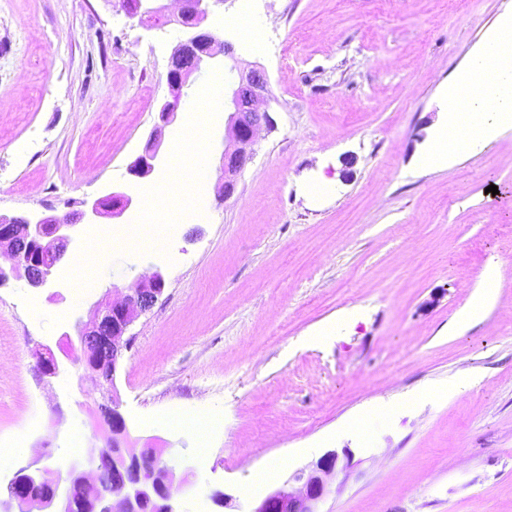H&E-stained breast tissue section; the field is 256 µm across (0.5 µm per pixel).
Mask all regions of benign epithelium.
I'll use <instances>...</instances> for the list:
<instances>
[{"instance_id":"7a95c632","label":"benign epithelium","mask_w":512,"mask_h":512,"mask_svg":"<svg viewBox=\"0 0 512 512\" xmlns=\"http://www.w3.org/2000/svg\"><path fill=\"white\" fill-rule=\"evenodd\" d=\"M223 0H182L178 13L189 37L174 48L166 81L170 100L159 112V122L147 140L142 153L129 165V174L146 179L155 170L164 143L166 128L180 112L184 88L190 78L223 56L231 61L230 70L237 73L228 99V145L222 157L224 183L218 197L224 201L236 192L237 175L252 153V146L262 125L269 124L263 106L272 98L267 71L259 65L241 66L232 44L219 40L202 22ZM127 12L150 23L161 19L169 23V7L160 0H127ZM133 204V197L123 191L83 202L86 217L120 216ZM73 220L57 215H0V252L12 259L11 273L25 279L32 287L50 282L58 263L71 242ZM165 279L156 271L149 280L130 288L122 297L98 303L81 323L78 334L80 354L71 360L83 364L85 377L108 393L99 405L100 415L112 432L105 450L89 460V469L75 463L66 465V477L29 467L19 469L11 484L0 495V512H144V504H152V512H177L173 483L176 466L161 459L157 448H150L155 461L144 466L136 459L138 452L122 445L126 424L117 410L115 375L128 328L149 311L163 293ZM39 371L44 377H55L61 363L47 345L34 351ZM339 456L329 451L317 461L296 470L282 487L261 499L251 512H318L317 506L327 493V478L335 472ZM97 487L92 498H81L77 491Z\"/></svg>"}]
</instances>
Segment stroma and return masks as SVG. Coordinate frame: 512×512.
<instances>
[{
    "instance_id": "35a3bbf8",
    "label": "stroma",
    "mask_w": 512,
    "mask_h": 512,
    "mask_svg": "<svg viewBox=\"0 0 512 512\" xmlns=\"http://www.w3.org/2000/svg\"><path fill=\"white\" fill-rule=\"evenodd\" d=\"M241 5L226 0L203 27L267 70L273 126L224 202L228 113L204 101L229 69L194 75L138 182L128 167L185 30L141 25L121 0H0V214L73 215L114 189L138 199L77 222L53 284L0 286V465L54 471L109 445L80 365L43 381L33 351L158 271L165 290L128 332L116 391L125 446L192 466L179 512H252L346 448L319 512H512V279L449 330L487 268L512 267V127L450 167L416 166L447 122L449 80L512 0H255L236 27ZM191 123L209 177L162 198L195 160L179 140ZM134 221L176 224L170 251L101 234ZM90 248L100 261L78 301L72 259ZM467 374L477 383L450 399L417 392ZM202 403L224 415L204 438L175 418Z\"/></svg>"
}]
</instances>
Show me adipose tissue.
I'll return each mask as SVG.
<instances>
[{
	"label": "adipose tissue",
	"instance_id": "obj_1",
	"mask_svg": "<svg viewBox=\"0 0 512 512\" xmlns=\"http://www.w3.org/2000/svg\"><path fill=\"white\" fill-rule=\"evenodd\" d=\"M447 95L448 123L421 156L427 167L450 166L512 126V13L499 20L469 66L449 81Z\"/></svg>",
	"mask_w": 512,
	"mask_h": 512
}]
</instances>
